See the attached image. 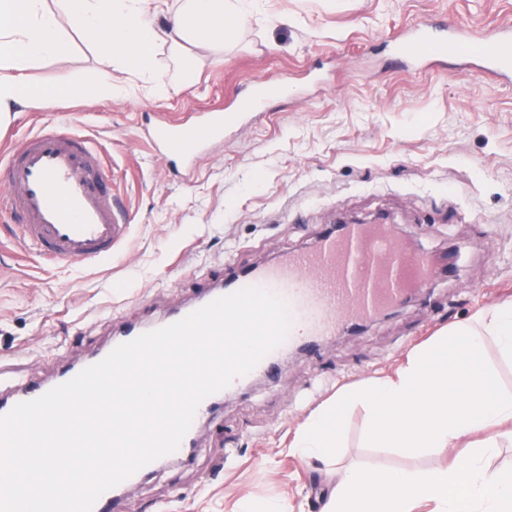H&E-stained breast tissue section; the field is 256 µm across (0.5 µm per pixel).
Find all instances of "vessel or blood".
<instances>
[{"mask_svg":"<svg viewBox=\"0 0 512 512\" xmlns=\"http://www.w3.org/2000/svg\"><path fill=\"white\" fill-rule=\"evenodd\" d=\"M512 31L475 36L460 25L444 37L422 24L401 36L399 57L426 63L468 52L493 75L512 73L504 47ZM238 112H208L194 123L158 125L151 141L160 153L187 159L223 137ZM0 178L9 191L0 195V214L18 221L39 256L56 263L93 262L112 256L128 224L107 187L108 167L92 143L68 129L48 128L28 136L0 155ZM435 274L432 260L397 248L382 228L353 227L345 237L323 239L315 250L294 253L277 264L242 270L233 289L263 288L286 301L293 321L307 336L319 338L365 322L399 303L411 288H425ZM47 385L31 383L0 399V416L18 403L36 399Z\"/></svg>","mask_w":512,"mask_h":512,"instance_id":"1","label":"vessel or blood"}]
</instances>
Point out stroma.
Listing matches in <instances>:
<instances>
[{
	"label": "stroma",
	"instance_id": "obj_1",
	"mask_svg": "<svg viewBox=\"0 0 512 512\" xmlns=\"http://www.w3.org/2000/svg\"><path fill=\"white\" fill-rule=\"evenodd\" d=\"M235 37L181 57L157 54L159 77L118 66L110 91L29 106L0 125L15 144L73 121L114 174L132 222L110 261L45 262L0 217V385L47 381L111 339L197 296L221 270L313 248L329 225L387 221L438 259L428 288L392 315L284 357L269 377L227 392L194 430V451L126 486L116 512H321L332 467L426 470L450 455L369 447L366 413L345 416L335 464L292 449L301 425L337 394L394 373L449 325L512 298V82L457 54L414 72L394 44L414 24L477 32L512 25V0H249ZM71 48L29 74L82 83L101 68L66 15ZM278 85L257 101L255 81ZM240 110L196 158L149 144L170 114Z\"/></svg>",
	"mask_w": 512,
	"mask_h": 512
}]
</instances>
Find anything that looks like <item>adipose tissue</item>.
Instances as JSON below:
<instances>
[{"mask_svg": "<svg viewBox=\"0 0 512 512\" xmlns=\"http://www.w3.org/2000/svg\"><path fill=\"white\" fill-rule=\"evenodd\" d=\"M0 0V121L27 104L50 105L72 97L76 85H45L28 71L64 54L69 43L57 15L66 13L91 37L102 65L91 88L110 90L109 69L132 65L155 73L156 50L223 43L245 21L244 0H185L171 26L155 29L151 12L163 0ZM512 359V300L481 310L473 321L452 325L432 344L411 352L394 376L368 379L314 411L293 442L301 454L323 456L338 448L350 406L369 413L367 434L377 448L437 453L476 438L478 447L512 441V390L504 389L484 357L486 341ZM512 512V468L491 470L473 455L427 471L349 469L339 478L324 512Z\"/></svg>", "mask_w": 512, "mask_h": 512, "instance_id": "obj_1", "label": "adipose tissue"}]
</instances>
